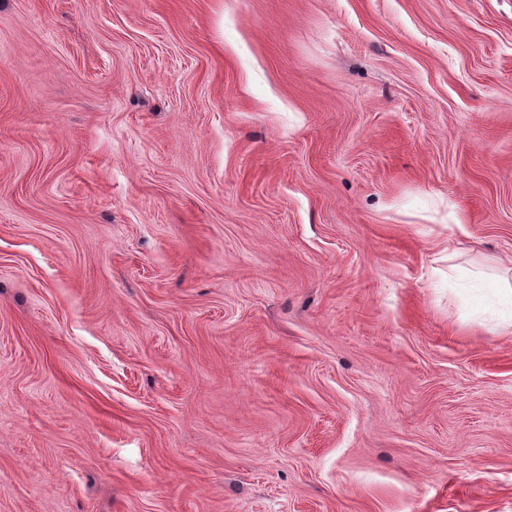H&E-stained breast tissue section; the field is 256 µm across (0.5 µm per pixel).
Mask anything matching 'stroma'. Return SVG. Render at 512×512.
<instances>
[{
  "label": "stroma",
  "mask_w": 512,
  "mask_h": 512,
  "mask_svg": "<svg viewBox=\"0 0 512 512\" xmlns=\"http://www.w3.org/2000/svg\"><path fill=\"white\" fill-rule=\"evenodd\" d=\"M512 0H0V512H512Z\"/></svg>",
  "instance_id": "stroma-1"
}]
</instances>
